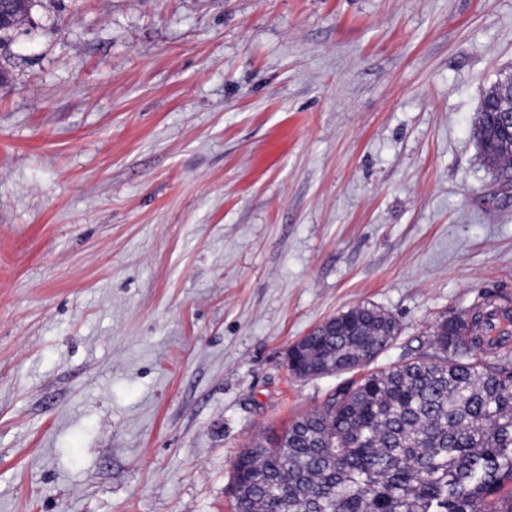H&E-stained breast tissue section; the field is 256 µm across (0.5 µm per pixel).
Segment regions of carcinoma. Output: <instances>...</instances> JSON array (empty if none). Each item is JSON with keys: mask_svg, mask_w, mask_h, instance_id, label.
Returning <instances> with one entry per match:
<instances>
[{"mask_svg": "<svg viewBox=\"0 0 512 512\" xmlns=\"http://www.w3.org/2000/svg\"><path fill=\"white\" fill-rule=\"evenodd\" d=\"M33 0H8L0 46ZM495 107L478 110L481 160L512 188V147ZM493 305L430 332L429 350L340 386L324 405L266 434L234 464V512H512V356L486 334ZM373 305L336 314V334L306 339L302 365L354 373L400 335Z\"/></svg>", "mask_w": 512, "mask_h": 512, "instance_id": "1", "label": "carcinoma"}]
</instances>
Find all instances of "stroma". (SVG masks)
<instances>
[{
    "instance_id": "stroma-1",
    "label": "stroma",
    "mask_w": 512,
    "mask_h": 512,
    "mask_svg": "<svg viewBox=\"0 0 512 512\" xmlns=\"http://www.w3.org/2000/svg\"><path fill=\"white\" fill-rule=\"evenodd\" d=\"M512 0H35L0 50V512H232L262 433L347 375L287 351L372 304L386 367L512 298L473 123Z\"/></svg>"
}]
</instances>
